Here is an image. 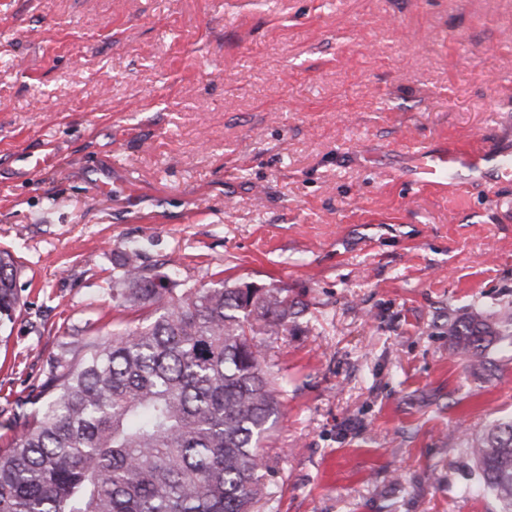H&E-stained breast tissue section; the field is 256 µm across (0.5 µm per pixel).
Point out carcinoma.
<instances>
[{"label": "carcinoma", "instance_id": "cac0c4a2", "mask_svg": "<svg viewBox=\"0 0 512 512\" xmlns=\"http://www.w3.org/2000/svg\"><path fill=\"white\" fill-rule=\"evenodd\" d=\"M118 268L117 305L154 311L60 350L16 401L0 512H253L261 501L275 512L258 447L286 383L261 367L260 340L288 331V290L196 287L135 252ZM18 274L0 251V328L16 319ZM502 336H512L507 307L448 315L449 345L476 376ZM458 433L496 512H512V418Z\"/></svg>", "mask_w": 512, "mask_h": 512}]
</instances>
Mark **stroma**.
<instances>
[{
    "label": "stroma",
    "instance_id": "obj_1",
    "mask_svg": "<svg viewBox=\"0 0 512 512\" xmlns=\"http://www.w3.org/2000/svg\"><path fill=\"white\" fill-rule=\"evenodd\" d=\"M477 137L512 145V0H0V448L134 251L300 308L261 342L277 512H494L453 430L512 418V339L476 377L447 328L512 307V179L400 177ZM18 266L7 251H0V329L16 319L19 305L17 290Z\"/></svg>",
    "mask_w": 512,
    "mask_h": 512
}]
</instances>
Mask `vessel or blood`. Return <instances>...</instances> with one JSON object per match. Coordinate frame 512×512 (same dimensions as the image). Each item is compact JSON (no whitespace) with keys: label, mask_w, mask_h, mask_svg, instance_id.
<instances>
[{"label":"vessel or blood","mask_w":512,"mask_h":512,"mask_svg":"<svg viewBox=\"0 0 512 512\" xmlns=\"http://www.w3.org/2000/svg\"><path fill=\"white\" fill-rule=\"evenodd\" d=\"M512 176V151L484 146L413 151L402 178L413 185L439 191L487 178L489 174Z\"/></svg>","instance_id":"vessel-or-blood-1"}]
</instances>
